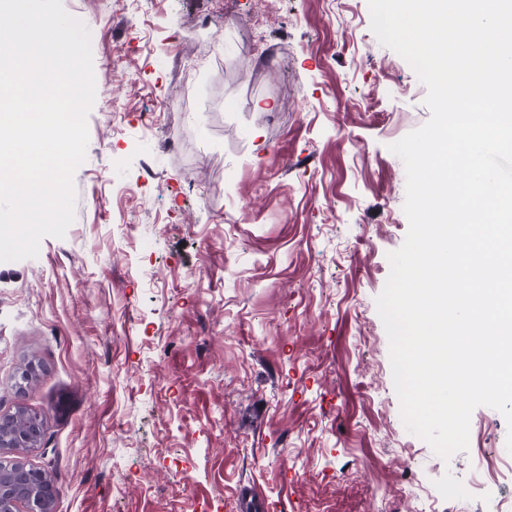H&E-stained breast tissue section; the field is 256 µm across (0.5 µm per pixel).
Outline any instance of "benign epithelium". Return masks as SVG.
Listing matches in <instances>:
<instances>
[{
  "label": "benign epithelium",
  "mask_w": 512,
  "mask_h": 512,
  "mask_svg": "<svg viewBox=\"0 0 512 512\" xmlns=\"http://www.w3.org/2000/svg\"><path fill=\"white\" fill-rule=\"evenodd\" d=\"M41 416L29 420L18 409L0 414V512H54L58 487L51 476L20 460L41 446Z\"/></svg>",
  "instance_id": "obj_1"
}]
</instances>
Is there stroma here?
<instances>
[{
    "mask_svg": "<svg viewBox=\"0 0 512 512\" xmlns=\"http://www.w3.org/2000/svg\"><path fill=\"white\" fill-rule=\"evenodd\" d=\"M96 97L75 220L0 262V413L55 512H512L501 413L442 459L400 416L376 298L389 149L430 118L368 0H62ZM37 372L29 384L21 376Z\"/></svg>",
    "mask_w": 512,
    "mask_h": 512,
    "instance_id": "35a3bbf8",
    "label": "stroma"
}]
</instances>
